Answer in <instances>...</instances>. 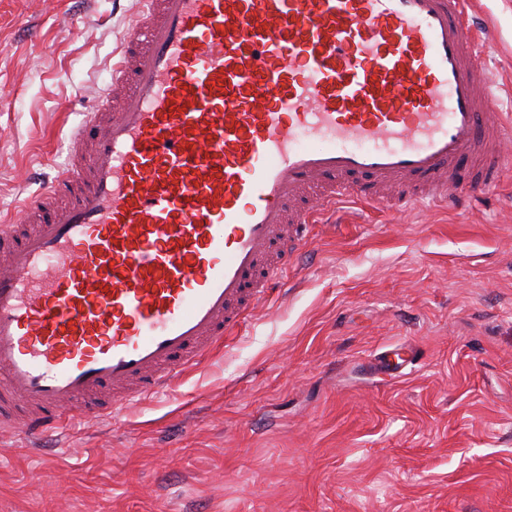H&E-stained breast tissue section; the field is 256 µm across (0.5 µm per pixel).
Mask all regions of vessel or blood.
Returning a JSON list of instances; mask_svg holds the SVG:
<instances>
[{"instance_id":"1","label":"vessel or blood","mask_w":512,"mask_h":512,"mask_svg":"<svg viewBox=\"0 0 512 512\" xmlns=\"http://www.w3.org/2000/svg\"><path fill=\"white\" fill-rule=\"evenodd\" d=\"M66 164L0 222V428L174 389L345 198L458 205L512 129L463 0H140Z\"/></svg>"}]
</instances>
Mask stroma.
<instances>
[{"mask_svg": "<svg viewBox=\"0 0 512 512\" xmlns=\"http://www.w3.org/2000/svg\"><path fill=\"white\" fill-rule=\"evenodd\" d=\"M512 109V0H469ZM133 0H0V215L108 80ZM288 291L175 391L0 430V512H512V169L457 209L345 200ZM412 351L401 373L374 357Z\"/></svg>", "mask_w": 512, "mask_h": 512, "instance_id": "1", "label": "stroma"}]
</instances>
